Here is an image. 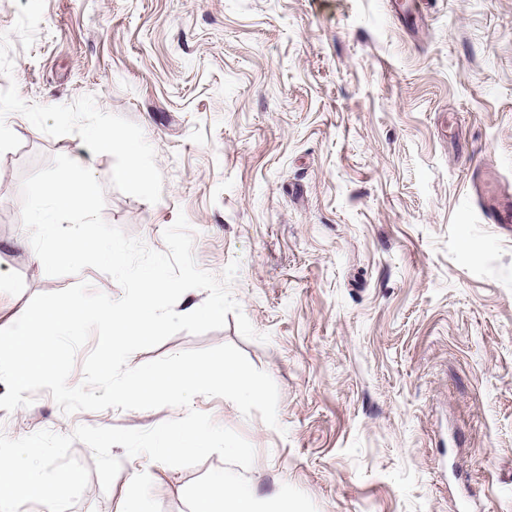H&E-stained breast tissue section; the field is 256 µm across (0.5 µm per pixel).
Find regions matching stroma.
<instances>
[{"instance_id":"1","label":"stroma","mask_w":512,"mask_h":512,"mask_svg":"<svg viewBox=\"0 0 512 512\" xmlns=\"http://www.w3.org/2000/svg\"><path fill=\"white\" fill-rule=\"evenodd\" d=\"M0 0V328L91 267L51 277L20 224L25 175L62 154L105 190L104 219L151 249L185 214L198 266L221 275L268 342L181 332L129 366L231 344L277 385L278 428L221 397L191 409L245 437L250 468L121 461L68 512H192L213 475L264 512H512V232L469 191L512 195V0ZM142 151L147 181L118 178ZM184 409L63 414L49 390L0 408L12 438L77 426L147 430ZM89 150L94 153H109L120 151L126 156V166L118 172L120 178H134L144 180L148 177V171L142 164L141 153L122 139L115 136H104L93 133L86 140Z\"/></svg>"}]
</instances>
